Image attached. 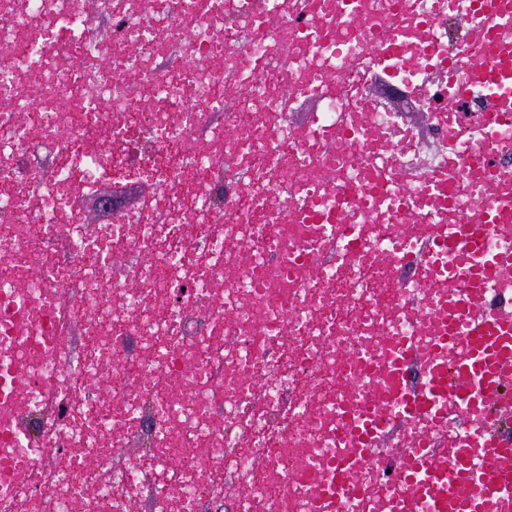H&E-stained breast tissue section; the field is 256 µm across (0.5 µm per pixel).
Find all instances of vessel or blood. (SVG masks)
Masks as SVG:
<instances>
[{
    "label": "vessel or blood",
    "instance_id": "1",
    "mask_svg": "<svg viewBox=\"0 0 512 512\" xmlns=\"http://www.w3.org/2000/svg\"><path fill=\"white\" fill-rule=\"evenodd\" d=\"M465 21L466 32L457 49L464 59L452 71L430 41L431 16L424 0H400L401 13L415 20V39L400 36L398 19L367 41V49L352 69L382 67L403 56L406 65H427L445 77L452 91L439 103L447 117L448 138L466 131L462 107L470 91L484 90L485 128L477 134L465 168L444 167L428 174L417 191L421 207L401 205L395 216L397 242L388 261L392 267L415 268L409 287L425 290L422 301L404 299L403 314L418 328L419 340L404 342L398 357L382 362L371 376L372 387L394 383L401 387L397 418L369 411L356 428L364 456L380 459V443L393 422L421 420L441 425L455 422L459 434L448 448L419 442L410 454L398 455L391 497L396 512H512V458L501 452V430L512 420V168L499 163L492 128L512 123V0H435ZM481 176L479 206L462 213L448 204V184L465 192ZM348 192L336 195V211H321L319 201L289 202L291 214H303L322 225L309 246L312 255L302 271H315L314 259L334 243L353 240L348 218ZM500 245L487 246L489 229ZM420 365L425 386H404L408 366ZM366 490L339 470L312 493L315 512H340L345 489Z\"/></svg>",
    "mask_w": 512,
    "mask_h": 512
}]
</instances>
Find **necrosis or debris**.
Returning a JSON list of instances; mask_svg holds the SVG:
<instances>
[{"mask_svg": "<svg viewBox=\"0 0 512 512\" xmlns=\"http://www.w3.org/2000/svg\"><path fill=\"white\" fill-rule=\"evenodd\" d=\"M309 2L307 32L280 0H0V512H127L141 498L202 512L224 497L231 512H312L313 488L353 455L339 424L365 416L371 371L414 329L390 316L404 290L377 259L394 205L352 200L373 233L302 277L319 226L269 198L285 173L293 195L335 210L334 188L377 185L386 145L401 167L417 147L396 113L369 106L337 134L354 105L328 82L344 69L335 32L361 56L396 0ZM171 49L191 65L154 70ZM285 72L323 103L299 142ZM229 73L251 88L230 107ZM220 110L233 134L186 157ZM129 180L154 185L165 223L133 214L137 238L128 224L90 232L89 189ZM188 207L245 225L237 250L185 223ZM132 248L161 255L136 289L112 268ZM228 265L240 275L218 287ZM69 286L56 307L52 289ZM105 361L106 403L87 386ZM133 436L148 447L120 464Z\"/></svg>", "mask_w": 512, "mask_h": 512, "instance_id": "obj_1", "label": "necrosis or debris"}]
</instances>
